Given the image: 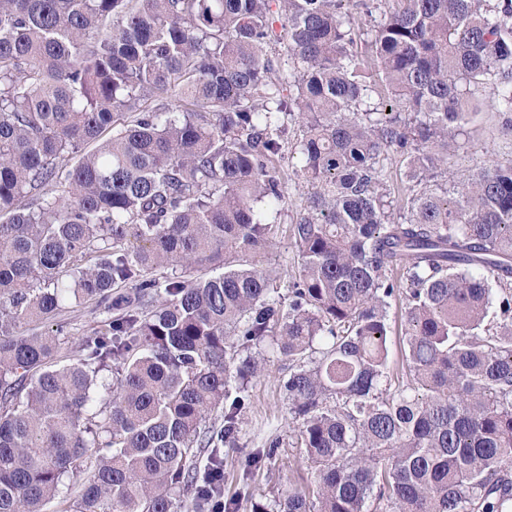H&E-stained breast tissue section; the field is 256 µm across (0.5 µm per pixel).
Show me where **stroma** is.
I'll return each instance as SVG.
<instances>
[{
	"instance_id": "35a3bbf8",
	"label": "stroma",
	"mask_w": 512,
	"mask_h": 512,
	"mask_svg": "<svg viewBox=\"0 0 512 512\" xmlns=\"http://www.w3.org/2000/svg\"><path fill=\"white\" fill-rule=\"evenodd\" d=\"M495 94L494 87L484 89L482 110L473 114L459 139V148L448 159V168L457 178H466L478 169L512 159V130L506 128L503 115L490 107ZM300 137V127L289 124L290 146L281 162L286 197L279 220L277 244L257 259L258 265L275 270L274 286L283 295L287 294L300 262L289 232L290 225L305 207L310 191L308 184L295 176L296 169L302 165V159L294 148ZM99 321V311L91 302L67 307L56 316V324L64 326L67 333L64 352L68 358H77L81 337L97 330ZM282 376L281 362L273 360L263 373L250 381L240 439L235 448L224 451V494L237 499L239 512H251L252 502L259 495L271 498L287 490L289 481L308 483L312 480L302 449L293 445V431L288 427V401L281 388ZM275 438L280 441L275 458L263 460L257 469L247 470V460L252 453L268 447Z\"/></svg>"
}]
</instances>
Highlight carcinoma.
<instances>
[{
    "instance_id": "carcinoma-1",
    "label": "carcinoma",
    "mask_w": 512,
    "mask_h": 512,
    "mask_svg": "<svg viewBox=\"0 0 512 512\" xmlns=\"http://www.w3.org/2000/svg\"><path fill=\"white\" fill-rule=\"evenodd\" d=\"M488 85L512 113V0H0V512L93 453L75 512H238L194 449L223 468L267 344L314 478L257 512H509L512 161L448 171ZM88 302L64 363L40 325ZM301 128L297 124L288 125V149L281 161L286 197L282 206L277 244L274 249L265 255L256 258V263L264 268H272L276 272L274 288H278L280 294L285 296V304L288 305V286L297 275L299 256L297 248L291 238L289 229L296 215L306 206V198L309 196L310 187L303 180L296 178L293 172L302 165L301 156L295 150L296 141L301 138ZM401 299L396 297L391 301V307L389 310V319L392 327L391 337V354L394 360L399 361L400 356V339L402 336V319H401Z\"/></svg>"
}]
</instances>
